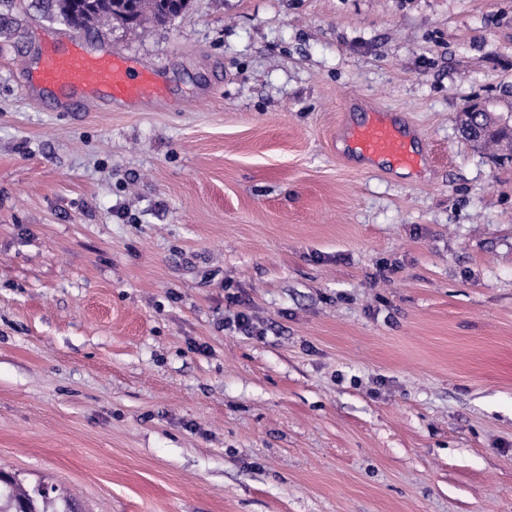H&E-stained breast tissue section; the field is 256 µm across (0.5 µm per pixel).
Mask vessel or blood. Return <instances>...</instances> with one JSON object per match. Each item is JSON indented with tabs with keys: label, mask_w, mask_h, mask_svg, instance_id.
I'll list each match as a JSON object with an SVG mask.
<instances>
[{
	"label": "vessel or blood",
	"mask_w": 512,
	"mask_h": 512,
	"mask_svg": "<svg viewBox=\"0 0 512 512\" xmlns=\"http://www.w3.org/2000/svg\"><path fill=\"white\" fill-rule=\"evenodd\" d=\"M29 81L73 108L80 106L86 95L125 102L152 99L162 93V84L154 72L136 69L130 59L120 54H90L76 39H51L40 53ZM348 143L352 152L375 162L406 168L420 163L406 131L378 110L350 131Z\"/></svg>",
	"instance_id": "1"
}]
</instances>
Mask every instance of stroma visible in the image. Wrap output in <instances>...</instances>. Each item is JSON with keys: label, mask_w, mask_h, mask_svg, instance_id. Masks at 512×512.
Wrapping results in <instances>:
<instances>
[{"label": "stroma", "mask_w": 512, "mask_h": 512, "mask_svg": "<svg viewBox=\"0 0 512 512\" xmlns=\"http://www.w3.org/2000/svg\"><path fill=\"white\" fill-rule=\"evenodd\" d=\"M51 34L162 96L60 111ZM474 103L512 124V0H0V470L82 512H512V161ZM378 109L418 167L347 153ZM60 15L67 21L74 18L78 26L87 29L100 20L116 21L127 27H137L149 20L165 24L178 17L187 7L188 0H138L136 20L131 22L127 0H92L91 5L79 7L76 0H54ZM72 26L78 27L76 24ZM496 123L493 121V118L488 117L486 115H482V120L475 121L473 114L470 116V124L467 128L460 129L462 135L469 140H471V133L478 135V130L482 132V148L495 147V149L501 153L502 157H507L506 148L501 147V142L505 138V135L501 130H492Z\"/></svg>", "instance_id": "35a3bbf8"}]
</instances>
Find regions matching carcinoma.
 I'll list each match as a JSON object with an SVG mask.
<instances>
[{
  "label": "carcinoma",
  "instance_id": "cac0c4a2",
  "mask_svg": "<svg viewBox=\"0 0 512 512\" xmlns=\"http://www.w3.org/2000/svg\"><path fill=\"white\" fill-rule=\"evenodd\" d=\"M188 0H138L136 20H130L128 0H94L85 7H80L77 0H55L60 15L68 20L73 18L78 26L85 29L100 20L116 21L127 27H137L149 20L165 24L178 17L187 7ZM493 118L486 115L481 119L470 118L468 127L461 129L465 138L478 132L482 133V147H493L501 156H506V149L501 147L505 135L494 129ZM0 512H75L72 500L54 487L38 484L28 487L11 478L0 481Z\"/></svg>",
  "mask_w": 512,
  "mask_h": 512
}]
</instances>
